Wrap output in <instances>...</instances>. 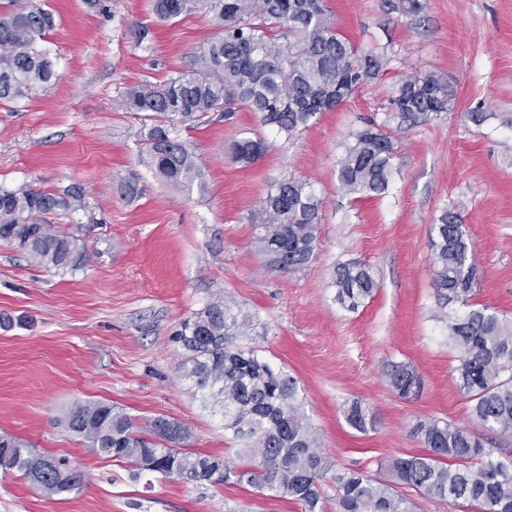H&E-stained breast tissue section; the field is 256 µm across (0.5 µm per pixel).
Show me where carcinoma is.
Wrapping results in <instances>:
<instances>
[{
	"mask_svg": "<svg viewBox=\"0 0 512 512\" xmlns=\"http://www.w3.org/2000/svg\"><path fill=\"white\" fill-rule=\"evenodd\" d=\"M390 11L416 17L426 0H387ZM197 8L208 10L220 36L200 46L190 70L164 84H145L119 95L118 104L140 114L141 150L148 168L166 184L189 190L202 176L195 150L176 135L177 126L237 99L262 126L289 135L310 127L320 114L342 103L353 90L389 69L391 58L373 48H357L340 34L324 0H153L157 18L168 21ZM55 25L48 9L0 10V103L28 100L57 79L56 62L41 42ZM455 92L436 75H412L389 98L384 122L352 134L339 161V186L347 195L381 196L393 177L392 131L415 127L453 111ZM268 149L265 139L247 137L231 146L232 157L250 164ZM323 201L311 183L288 176L270 185L251 215L268 263L296 271L314 256ZM85 207L83 191L49 192L28 185H0V240L16 246L36 266L74 272L90 261L84 235L93 225L65 230L49 217ZM434 288L439 319L457 352L453 379L471 404L472 419L502 434L512 433V320L486 307L459 315L466 306L477 269L475 246L459 215L446 209L435 227ZM334 299L350 311L372 297L378 283L363 263L337 265ZM250 327L248 316L217 298L180 323L174 333L185 351L182 377L193 382L203 402L224 417V432L242 443L246 464L185 448L189 430L159 417L147 433L133 429L121 410L103 403L77 404L61 422L96 454L124 460L136 470L163 479L247 485L271 497L295 501L302 512H327L323 483L335 489L334 512H414L403 493L410 488L446 501L462 512H512V460L494 456L464 425L435 418L420 420L412 432L428 449L377 461L376 473L335 466L319 448L305 414L299 381L274 369L251 348L236 344ZM385 378L398 396H418L421 376L408 363L387 364ZM348 423L360 432L375 415L355 402ZM0 470L35 483L49 496L81 488L85 474L63 459L42 455L29 442L0 435Z\"/></svg>",
	"mask_w": 512,
	"mask_h": 512,
	"instance_id": "1",
	"label": "carcinoma"
}]
</instances>
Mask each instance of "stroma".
<instances>
[{
	"instance_id": "35a3bbf8",
	"label": "stroma",
	"mask_w": 512,
	"mask_h": 512,
	"mask_svg": "<svg viewBox=\"0 0 512 512\" xmlns=\"http://www.w3.org/2000/svg\"><path fill=\"white\" fill-rule=\"evenodd\" d=\"M55 15L43 46L59 78L19 104L0 105V183L60 191L77 184L87 209L58 215L66 227L93 223L92 259L76 272L32 265L0 241V312L26 325L0 328V434L86 473L78 492L49 497L0 472V512H301L298 503L249 486L162 480L98 456L58 422L78 403L123 409L135 430L164 417L191 432L192 450L240 464L220 416L181 377L173 334L216 298L254 318L243 346L300 382L304 410L328 460L375 471L378 460L423 452L417 419L470 424V404L452 378L456 352L438 319L431 242L443 210L458 211L477 246L470 305L512 319V0H427L405 17L385 0H325L334 27L356 46L392 58L378 80L357 89L309 128L287 136L262 130L241 104L178 125L202 159L203 184L182 191L141 158L142 123L120 93L163 84L187 69L220 28L196 10L162 22L152 0H39ZM148 32L135 43L134 28ZM437 75L456 93L440 119L395 133L389 194L358 198L338 189L351 133L383 120L397 81ZM473 112L486 113L477 125ZM264 134L270 147L252 165L234 163L230 144ZM311 182L323 200L310 263L288 272L267 264L251 214L270 182ZM137 179V197L121 192ZM361 261L378 289L357 311L342 308L329 282L340 263ZM390 362L414 366L419 397L386 383ZM376 414L362 433L345 415L353 402Z\"/></svg>"
}]
</instances>
